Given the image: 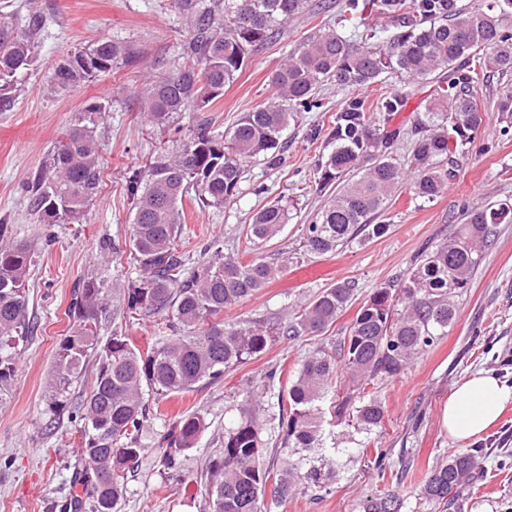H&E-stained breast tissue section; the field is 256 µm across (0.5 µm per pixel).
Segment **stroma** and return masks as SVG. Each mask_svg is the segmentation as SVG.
Masks as SVG:
<instances>
[{
	"instance_id": "1",
	"label": "stroma",
	"mask_w": 512,
	"mask_h": 512,
	"mask_svg": "<svg viewBox=\"0 0 512 512\" xmlns=\"http://www.w3.org/2000/svg\"><path fill=\"white\" fill-rule=\"evenodd\" d=\"M16 3L42 12L47 28L37 62L20 75L11 106L0 112V219L11 224L16 240L29 243L35 251L27 290L30 332L19 346L11 386L0 397V512H74L71 502L82 491L86 471L81 456L83 423L65 412L51 415L49 382L57 346L77 323L71 308L76 290L88 280L109 286L138 274V265L123 249L132 234L126 180L158 149L159 139L150 133L141 112L131 108L130 99L158 63L176 49L175 7L172 0ZM309 4L280 38L251 55L211 112L184 113L182 125L190 129L207 121L221 130L231 128L241 113L272 95L271 77L285 51L317 30L330 29L354 42L370 34L377 42L385 40L381 20L349 18L345 0H309ZM101 37L135 43L140 50L138 62L65 95H48L45 86L55 62ZM504 85V80L493 77L479 86L477 102L488 119L457 178L430 202L417 198L412 179H405L381 217L390 227L382 237L356 241L328 254L307 252L303 245L305 227L325 201L316 189V163L331 150L326 136L314 139L310 131L328 128L331 116L348 95L347 89L333 83L320 93L321 109L299 113L290 123L280 165L258 159L248 163L238 197L221 210L184 202L182 236L194 253L217 242L226 254L243 261L279 252L293 259L285 275L225 311L226 321L264 318L283 323L337 283L354 281L356 291L350 305L321 335L280 339L259 357L227 369L220 379L160 399L157 414L151 415L144 429L147 450L137 471L127 477L119 512H210L205 460L223 446L225 427L250 412L258 413L262 423L267 461L281 466L288 451L282 446L278 396L303 361L319 347L331 346L345 336L373 290L404 280L415 256L448 241L472 208L512 202V137L500 136L495 119V103ZM398 89L408 95L405 110L393 120L398 126L423 111L432 84L392 77L360 89L359 94L371 112L381 94ZM102 99L111 109L98 129L102 170L98 195L77 223H35L27 206L29 179L64 138L77 113L89 102ZM258 184L265 185L271 195L295 201L288 224L260 248L246 238L251 216L264 202L252 192ZM115 245L120 248L116 254L111 251ZM164 319L161 313L130 317L116 301L103 315L98 336L107 340L118 328L144 349L155 345L157 325ZM274 367L281 377L271 384L266 373ZM480 370L512 386V224L499 225L468 292L458 302L457 318L447 335L416 359L405 375L378 382L383 426L372 434L364 455L341 458L327 490L307 489L283 501L265 498L263 512H359L361 500L388 490L407 497L409 512H439L421 504L417 493L436 465L471 445L449 436L442 411L457 386ZM250 388L259 393V401L247 400ZM187 413L200 414L205 429L196 446L181 454L179 476L174 479L160 468L155 448ZM473 445L482 450L479 463L484 479L465 493L461 512H512V405ZM403 448L408 451L403 476L377 468L376 458L384 456L397 463Z\"/></svg>"
}]
</instances>
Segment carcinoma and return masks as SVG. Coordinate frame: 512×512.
Segmentation results:
<instances>
[{
  "instance_id": "cac0c4a2",
  "label": "carcinoma",
  "mask_w": 512,
  "mask_h": 512,
  "mask_svg": "<svg viewBox=\"0 0 512 512\" xmlns=\"http://www.w3.org/2000/svg\"><path fill=\"white\" fill-rule=\"evenodd\" d=\"M177 51L135 97L153 127L169 134L171 146L129 175L127 192L133 233L129 252L140 266L137 277L112 291L89 281L73 302L78 324L58 345L51 375L49 409H72L84 421L83 454L91 479L83 487L92 512H115L127 475L145 452L142 435L149 407L145 393L170 397L188 392L224 370L266 352L280 338L313 335L336 321L354 297L344 282L324 289L286 323L265 319L224 322V310L279 278L290 257L270 262L263 256L242 262L224 255L214 243L202 259L181 238L183 200L220 209L240 193L243 163L282 160V137L294 113L319 108V87L336 82L363 88L387 73L425 79L447 72L430 95L425 111L413 116L414 148L410 163L414 193L431 201L454 181L470 145L487 119L476 101L487 78L512 76V0H494L484 9H468L458 0H346L355 18L375 13L393 31L385 49L354 43L332 31H318L288 50L272 75L274 95L266 105L244 112L232 128L218 134L203 122L183 130L188 110L207 112L233 83L246 59L304 13L308 0H174ZM46 18L37 11L0 23V105L17 91L18 75L35 62ZM134 45L99 38L77 47L52 68L47 89L63 93L122 66L137 62ZM404 92L384 94L376 111H366L357 95L348 97L332 117L328 137L335 147L318 162L317 189L330 200L307 225L306 247L327 254L346 243L385 235L388 224L374 220L405 178L391 148L401 128L390 127L404 110ZM110 104L94 102L74 124L47 162L28 182L30 208L42 224H73L100 189L97 131ZM500 132L512 135V90L496 102ZM288 202L279 196L252 216L247 239L259 245L288 223ZM512 223V205L501 203L469 211L467 223L448 242L426 252L400 285L386 284L358 308L348 335L331 349L310 355L279 399L284 447L316 448L322 441L323 403L341 374L358 391L331 402L338 425L370 434L382 427L384 406L365 386L400 377L412 362L448 332L458 298L471 285L483 249L500 224ZM34 250L12 238L0 222V392L14 376L17 348L29 333L26 293ZM119 298L130 317L166 311V338L141 350L114 331L99 345L97 331L110 296ZM97 368L90 393L70 403V388L89 354ZM342 356L340 372L336 356ZM205 422L197 413L182 416L158 442L163 470L173 472L182 452L195 447ZM262 424L253 414L224 429V447L205 461L206 493L211 512H261L266 491L286 499L305 487H320L323 466L302 455L275 469L266 464ZM480 480L470 450L456 452L435 467L420 488V498L456 507L460 492ZM395 491L374 494L362 512H402Z\"/></svg>"
}]
</instances>
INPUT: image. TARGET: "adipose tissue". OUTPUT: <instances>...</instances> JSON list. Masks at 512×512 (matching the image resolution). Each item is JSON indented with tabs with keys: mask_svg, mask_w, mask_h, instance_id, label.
Listing matches in <instances>:
<instances>
[{
	"mask_svg": "<svg viewBox=\"0 0 512 512\" xmlns=\"http://www.w3.org/2000/svg\"><path fill=\"white\" fill-rule=\"evenodd\" d=\"M512 404V387L495 375L478 371L467 377L449 396L443 422L449 436L459 440L480 437Z\"/></svg>",
	"mask_w": 512,
	"mask_h": 512,
	"instance_id": "adipose-tissue-1",
	"label": "adipose tissue"
}]
</instances>
